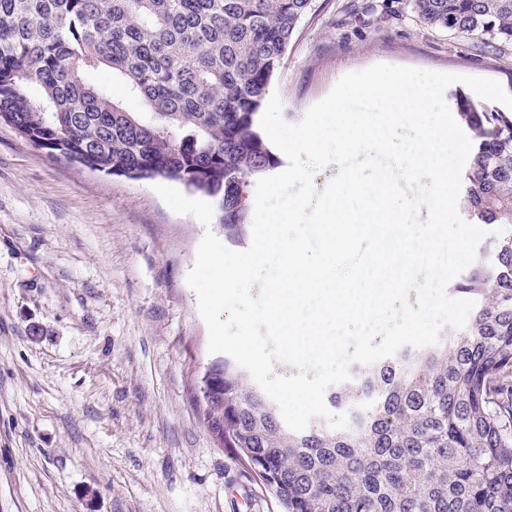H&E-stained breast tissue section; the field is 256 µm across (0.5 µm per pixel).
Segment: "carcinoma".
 <instances>
[{
    "label": "carcinoma",
    "mask_w": 512,
    "mask_h": 512,
    "mask_svg": "<svg viewBox=\"0 0 512 512\" xmlns=\"http://www.w3.org/2000/svg\"><path fill=\"white\" fill-rule=\"evenodd\" d=\"M432 27L512 44V0H412ZM312 0H0V122L52 159L176 180L246 235L243 187L280 164L259 128L274 73ZM107 68L129 112L84 79ZM34 86L38 94L30 97ZM472 142L460 205L502 228L449 293L470 322L406 347L329 395L348 425L290 430L224 359L206 405L223 447L258 468L288 512H512V109L451 94Z\"/></svg>",
    "instance_id": "cac0c4a2"
}]
</instances>
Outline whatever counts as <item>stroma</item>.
<instances>
[{
  "label": "stroma",
  "mask_w": 512,
  "mask_h": 512,
  "mask_svg": "<svg viewBox=\"0 0 512 512\" xmlns=\"http://www.w3.org/2000/svg\"><path fill=\"white\" fill-rule=\"evenodd\" d=\"M378 63L498 81L512 45L411 0H313L270 90L300 122ZM155 179L48 158L0 122V512H283L196 396L217 357L186 278L205 231Z\"/></svg>",
  "instance_id": "35a3bbf8"
}]
</instances>
